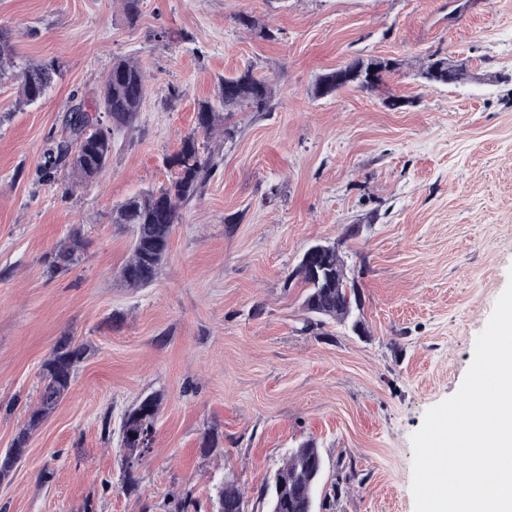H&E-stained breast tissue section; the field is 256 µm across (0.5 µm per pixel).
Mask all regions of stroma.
Wrapping results in <instances>:
<instances>
[{
	"mask_svg": "<svg viewBox=\"0 0 512 512\" xmlns=\"http://www.w3.org/2000/svg\"><path fill=\"white\" fill-rule=\"evenodd\" d=\"M451 2L141 0L132 23L120 0H0L17 59L61 70L24 108L0 83V453L55 342L88 347L0 481V512H168L177 498L212 512L231 472L266 512L267 476L306 440L324 459L316 512H415L411 436L460 389L512 282V0ZM435 52L465 61L464 80L425 84ZM121 56L148 76L135 126L89 184L47 179L45 152ZM374 56L400 62L377 93L312 97L320 74ZM248 65L274 78L272 110L234 113L231 141L197 130L218 77ZM189 135L212 176L182 205L156 281L127 288L116 272L132 235L112 210L168 187ZM73 234L78 262L50 271ZM316 240L347 254L368 336L308 324L286 280ZM151 392L163 402L130 495L122 417ZM210 433L223 456L204 453Z\"/></svg>",
	"mask_w": 512,
	"mask_h": 512,
	"instance_id": "1",
	"label": "stroma"
}]
</instances>
